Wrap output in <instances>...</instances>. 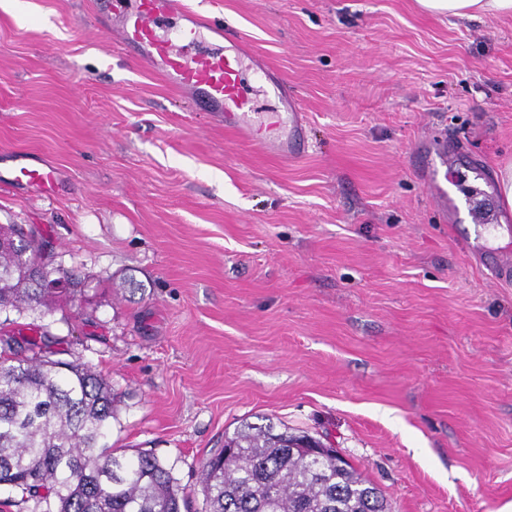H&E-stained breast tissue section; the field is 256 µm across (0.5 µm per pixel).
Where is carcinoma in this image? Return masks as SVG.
I'll use <instances>...</instances> for the list:
<instances>
[{
  "mask_svg": "<svg viewBox=\"0 0 512 512\" xmlns=\"http://www.w3.org/2000/svg\"><path fill=\"white\" fill-rule=\"evenodd\" d=\"M42 249L34 226L0 224L1 310L47 307L75 286L39 269ZM35 347L26 338L0 361V487L39 512H181L185 489L159 458L101 443L112 422L109 381ZM319 443L271 423L241 424L204 465V512H386L377 488Z\"/></svg>",
  "mask_w": 512,
  "mask_h": 512,
  "instance_id": "cac0c4a2",
  "label": "carcinoma"
}]
</instances>
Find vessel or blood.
I'll return each instance as SVG.
<instances>
[{
	"label": "vessel or blood",
	"mask_w": 512,
	"mask_h": 512,
	"mask_svg": "<svg viewBox=\"0 0 512 512\" xmlns=\"http://www.w3.org/2000/svg\"><path fill=\"white\" fill-rule=\"evenodd\" d=\"M118 14L122 25L118 30L119 45L125 55L148 66H159L167 81L189 89L193 104L200 111H220L226 128L244 133L258 143H265L271 127L287 122L288 137L275 147L277 154L294 161L307 151L306 128L298 98L288 90L284 80L273 81L272 93L280 97L286 117H269L253 111L250 85L242 68V55L227 56L221 52L200 50L203 31L229 37L221 20L206 18L197 24L193 13L179 0H100L93 14L94 23H102L109 14ZM420 155L419 173L431 188L440 211L448 209V168L458 162L457 146L447 138H432L416 147ZM13 179L41 190H52L57 173L42 163H16Z\"/></svg>",
	"instance_id": "b4317fda"
}]
</instances>
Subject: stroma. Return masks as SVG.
Here are the masks:
<instances>
[{"instance_id": "obj_1", "label": "stroma", "mask_w": 512, "mask_h": 512, "mask_svg": "<svg viewBox=\"0 0 512 512\" xmlns=\"http://www.w3.org/2000/svg\"><path fill=\"white\" fill-rule=\"evenodd\" d=\"M295 92L296 162L225 130L92 25L93 0H0V224H31L71 296L0 311L112 386L107 438L203 512L243 422L304 429L389 512L512 504V284L464 188L512 161V18L417 0H187ZM445 129L488 173L440 214L413 159ZM58 173L13 182L12 158Z\"/></svg>"}]
</instances>
